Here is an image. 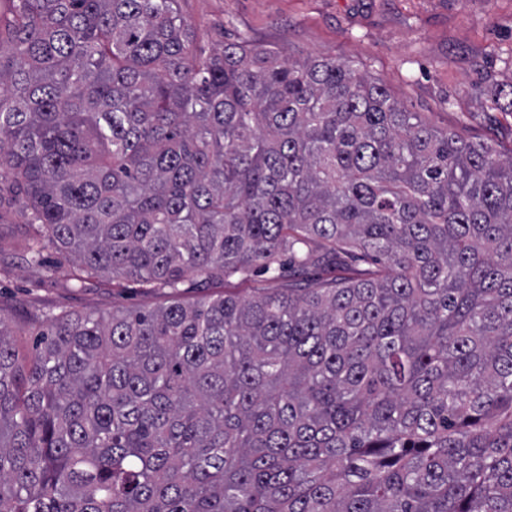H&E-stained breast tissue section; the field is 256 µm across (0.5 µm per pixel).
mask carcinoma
<instances>
[{
    "label": "carcinoma",
    "instance_id": "carcinoma-1",
    "mask_svg": "<svg viewBox=\"0 0 512 512\" xmlns=\"http://www.w3.org/2000/svg\"><path fill=\"white\" fill-rule=\"evenodd\" d=\"M0 201L31 253L180 294L0 318V512H512V158L178 0H8ZM364 261L369 267L355 268ZM278 271L271 268L269 271H264L263 266L255 267L254 272L247 280L240 278H231L223 284H217L211 288H205L204 294H209L214 297L226 293H233L240 296H250L253 293V288H264L266 292H274L281 288L282 281L277 277Z\"/></svg>",
    "mask_w": 512,
    "mask_h": 512
}]
</instances>
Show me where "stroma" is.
<instances>
[{
  "mask_svg": "<svg viewBox=\"0 0 512 512\" xmlns=\"http://www.w3.org/2000/svg\"><path fill=\"white\" fill-rule=\"evenodd\" d=\"M196 48L244 37L294 59L352 62L434 128L512 153V114L494 101L512 84V0H179ZM27 199L0 210V317L34 334L46 315L157 308L172 295L135 281L68 285L54 249L32 261Z\"/></svg>",
  "mask_w": 512,
  "mask_h": 512,
  "instance_id": "35a3bbf8",
  "label": "stroma"
}]
</instances>
